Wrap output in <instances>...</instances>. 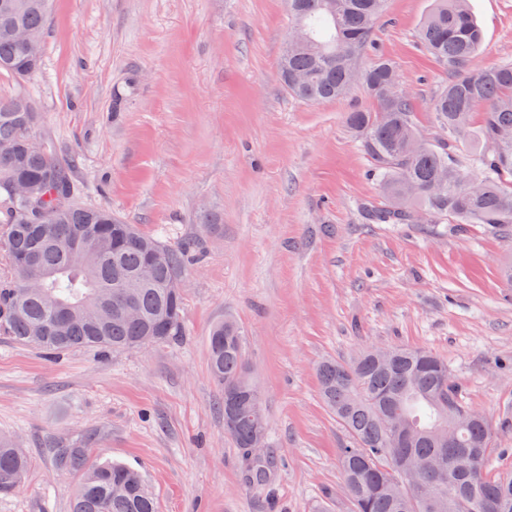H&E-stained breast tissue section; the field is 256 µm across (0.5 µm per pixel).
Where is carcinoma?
<instances>
[{
    "instance_id": "carcinoma-1",
    "label": "carcinoma",
    "mask_w": 512,
    "mask_h": 512,
    "mask_svg": "<svg viewBox=\"0 0 512 512\" xmlns=\"http://www.w3.org/2000/svg\"><path fill=\"white\" fill-rule=\"evenodd\" d=\"M291 31L309 42H288L279 68L286 91L303 101L343 97L360 83L373 101L370 110L346 115L359 148L371 161L387 205L365 209L370 224H484L512 232V63L467 72L483 42L469 0H436L419 37L448 69V85L432 111L447 138L427 141L412 121L414 103L394 63L361 57L373 47V32L385 0H288ZM51 0H0V72L22 80L32 74L28 48L14 35L18 27L43 33ZM483 107L479 123L473 122ZM40 119L24 93L0 98V223L11 267L0 281V330L22 345L50 353L77 348L126 350L168 342L182 333L183 292L169 287L185 255L124 223L105 207L72 201L69 170L50 146L38 150L30 137ZM475 152L460 156L464 142ZM30 180L43 185L40 217L7 190ZM88 246L82 261L70 260L68 239ZM163 259L148 279L143 242ZM131 300L138 314L121 311ZM209 372L221 392L220 411L234 418L228 430L252 488L267 485L273 462L247 454L254 432L251 407L255 383L247 374L241 330L236 320L215 324L208 336ZM320 396L347 434L339 449L345 488L353 512H481L484 503L512 512V474L488 469L491 428L466 405L449 383L448 363L421 348L395 347L380 359L366 348L343 363L318 368ZM55 468L81 481L71 512H157L142 475L125 465L93 458L84 444L59 442ZM444 459L439 472L427 471L419 484L390 487L398 468L411 459ZM27 460L0 438V493L14 490Z\"/></svg>"
}]
</instances>
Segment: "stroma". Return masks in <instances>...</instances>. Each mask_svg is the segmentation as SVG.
Here are the masks:
<instances>
[{
	"label": "stroma",
	"instance_id": "1",
	"mask_svg": "<svg viewBox=\"0 0 512 512\" xmlns=\"http://www.w3.org/2000/svg\"><path fill=\"white\" fill-rule=\"evenodd\" d=\"M435 0H386L380 53L431 103L448 81L419 29ZM484 33L469 68L512 63V0H470ZM288 0H54L39 69L0 74L42 119L34 138L70 171L77 203L108 207L172 250L183 334L112 351L50 355L0 332V436L30 458L0 512H70L78 478L50 445L83 441L138 470L159 512H352L344 430L319 395L318 366L370 345L447 360L462 400L493 428L492 471H512V236L481 224H370L385 197L345 124L365 88L310 103L278 70ZM234 318L260 389L275 468L248 487L215 409L210 326Z\"/></svg>",
	"mask_w": 512,
	"mask_h": 512
}]
</instances>
